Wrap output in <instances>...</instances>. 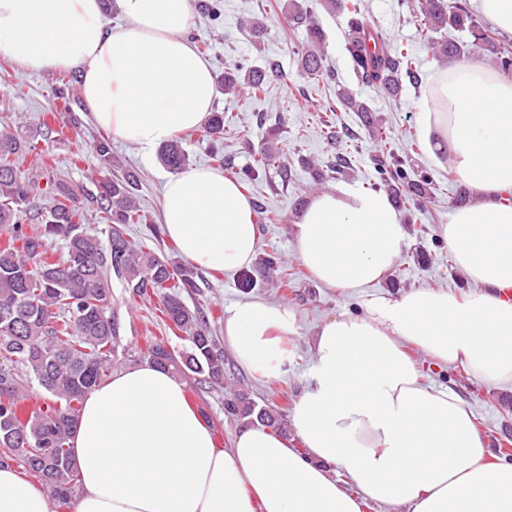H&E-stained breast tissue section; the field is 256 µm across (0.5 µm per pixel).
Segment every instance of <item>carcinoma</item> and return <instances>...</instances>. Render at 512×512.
Masks as SVG:
<instances>
[{
    "label": "carcinoma",
    "mask_w": 512,
    "mask_h": 512,
    "mask_svg": "<svg viewBox=\"0 0 512 512\" xmlns=\"http://www.w3.org/2000/svg\"><path fill=\"white\" fill-rule=\"evenodd\" d=\"M400 6L419 22V36L440 59L471 60L505 74L512 73V51L500 46L496 33L482 25L467 0H400ZM332 12L346 13L347 53L363 83L397 97L404 84H422L409 51L389 43L362 20V0H325ZM290 22L305 27L307 43L300 66L315 78L327 72L324 34L310 12L299 7ZM453 30L469 39L448 35ZM276 61L250 69L238 64L224 68L220 88L230 95L257 97L266 93L267 77L278 70ZM63 110H69L70 92L77 76L57 77ZM365 116L372 108L353 91L340 87L336 100L322 107ZM99 161L97 193L79 199L72 184L44 165L47 181L23 173L21 165L31 144L18 132L14 114L0 111V464L20 463L34 473L60 503L71 498L78 482L70 438L86 393L108 376L117 357L119 327L110 311L111 275L125 284L133 299L158 298L165 334L188 342L176 350L158 336H149L144 357L193 385L224 387V349L200 306L189 307L184 295L198 290V273L164 252L141 241L127 239V226L140 224V178L112 156L109 138L93 141ZM380 172L396 201L421 209L430 199L423 178L412 179L404 160L387 147ZM284 149L270 145L251 168L237 177L259 178L270 167L287 172ZM161 163L179 173L189 165L181 141L173 139L158 149ZM106 225L107 241L90 232L87 218ZM62 242V250L55 249ZM262 273L279 274L288 287V271L274 253L259 256ZM44 389L52 402L30 412L22 408L31 385ZM224 410L284 431L282 414L260 406L241 393L224 396Z\"/></svg>",
    "instance_id": "cac0c4a2"
}]
</instances>
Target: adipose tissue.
Wrapping results in <instances>:
<instances>
[{"label": "adipose tissue", "mask_w": 512, "mask_h": 512, "mask_svg": "<svg viewBox=\"0 0 512 512\" xmlns=\"http://www.w3.org/2000/svg\"><path fill=\"white\" fill-rule=\"evenodd\" d=\"M0 0V57L32 71L81 72L92 120L151 149L201 128L215 97L186 32L189 0ZM417 124L434 163L470 194L442 232L475 290L372 295L365 314L320 327L311 385L291 412L300 447L260 425L219 447L183 382L146 361L85 397L71 438L81 494L74 512H512V463L492 459L472 412L423 386L408 353L512 387V79L454 63L432 77ZM160 222L198 268L249 265L258 248L251 198L222 171L165 177ZM299 262L323 285L359 292L400 258L406 232L390 196L349 183L312 195L293 224ZM295 321L283 304L224 310V343L253 375L277 373ZM0 512H51L48 492L0 466Z\"/></svg>", "instance_id": "ef3b65f1"}]
</instances>
